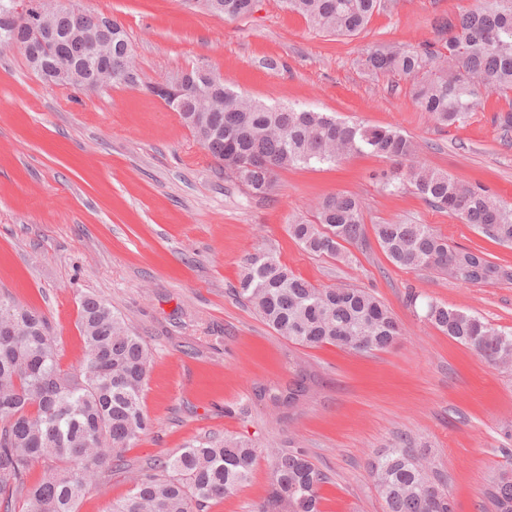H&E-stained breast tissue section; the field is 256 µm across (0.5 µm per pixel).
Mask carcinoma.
I'll return each instance as SVG.
<instances>
[{"mask_svg": "<svg viewBox=\"0 0 512 512\" xmlns=\"http://www.w3.org/2000/svg\"><path fill=\"white\" fill-rule=\"evenodd\" d=\"M0 49L25 51L38 20L36 3ZM286 8L320 31L352 36L360 32L382 0H284ZM254 0H224V18L247 16ZM435 39L420 48L368 49L361 65L374 74L412 81L415 106L441 125L465 122L483 91L512 92V0H479L455 18L431 22ZM114 59L128 42L124 27L104 15L84 14L72 29L58 21L56 50L44 57L42 80L63 87L96 90L89 39ZM61 67L81 72L77 80L55 78ZM147 89L178 114L216 167L254 196H268L281 169L333 164L352 154H370L394 164L386 185H409L426 202L448 211L484 236L512 244V209L480 184L460 182L415 162L419 145L382 126L346 123L324 112L294 105H268L241 95L216 73L193 68ZM289 234L316 255L341 256L343 244L364 238L361 201L350 193L321 198L314 219L289 224ZM388 259L411 270H433L472 285L512 281V266L497 263L474 248L451 246L428 224L374 225ZM235 296L253 307L277 334L309 348L333 345L358 353L383 350L402 336L389 308L360 288H317L296 276L269 250L247 255ZM424 318L448 337L495 367L512 366V332L475 314L437 301L426 303ZM0 321L16 324L21 335L0 333V509L3 512H78L85 493L124 466L123 452L153 423L142 405L151 366L143 337L124 317L94 295L80 298L84 354L75 365L60 364L57 340L46 317L0 295ZM302 385L264 390L259 398L293 406ZM271 483L252 512H319L323 473L298 449L269 453ZM256 448L236 437L204 441L156 460L139 475L131 493L110 512H203L245 484ZM41 478L29 481L34 467ZM369 475L385 512H453L450 494L431 479L405 447L390 448L369 463ZM494 512H512V478L493 479L484 491Z\"/></svg>", "mask_w": 512, "mask_h": 512, "instance_id": "obj_1", "label": "carcinoma"}]
</instances>
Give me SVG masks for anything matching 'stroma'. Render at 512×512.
<instances>
[{
  "label": "stroma",
  "mask_w": 512,
  "mask_h": 512,
  "mask_svg": "<svg viewBox=\"0 0 512 512\" xmlns=\"http://www.w3.org/2000/svg\"><path fill=\"white\" fill-rule=\"evenodd\" d=\"M74 3L124 25L140 84L50 86L18 49L0 50V294L46 315L62 366L83 354L85 293L121 313L152 351L143 404L153 428L79 512H109L150 460L227 436L252 443L257 459L247 483L206 512H251L269 487L270 448L303 450L325 474L322 512H383L368 463L402 444L431 459L456 512H487V483L512 470V368L486 364L425 321L408 297L510 330L512 282L474 286L397 267L372 227L429 224L451 245L510 263L512 246L411 191L386 189L390 164L373 156L283 169L271 195H250L147 90L198 64L268 104L398 129L422 144L421 164L482 183L512 208V131L501 127L512 93H490L465 124L446 127L415 108L408 80L360 63L369 48L408 50L433 39L434 17L476 0H385L351 37L314 29L282 0H257L250 15L226 21L199 0ZM336 192L362 200L365 239L340 258L310 254L288 226ZM258 249L274 251L315 287L373 293L402 336L370 354L292 344L233 294L245 256ZM298 381L305 390L294 407L257 397Z\"/></svg>",
  "instance_id": "obj_1"
}]
</instances>
